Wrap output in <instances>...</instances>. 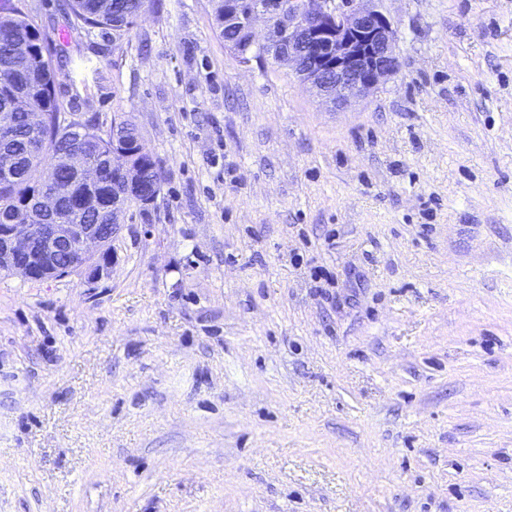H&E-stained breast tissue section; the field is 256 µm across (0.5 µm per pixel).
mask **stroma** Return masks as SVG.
Instances as JSON below:
<instances>
[{"label": "stroma", "instance_id": "stroma-1", "mask_svg": "<svg viewBox=\"0 0 512 512\" xmlns=\"http://www.w3.org/2000/svg\"><path fill=\"white\" fill-rule=\"evenodd\" d=\"M27 2L162 190L101 272L0 275V512H512V0H377L400 70L339 110L209 0ZM147 0H66L63 13L72 27L107 28L119 35L129 31L132 19Z\"/></svg>", "mask_w": 512, "mask_h": 512}]
</instances>
